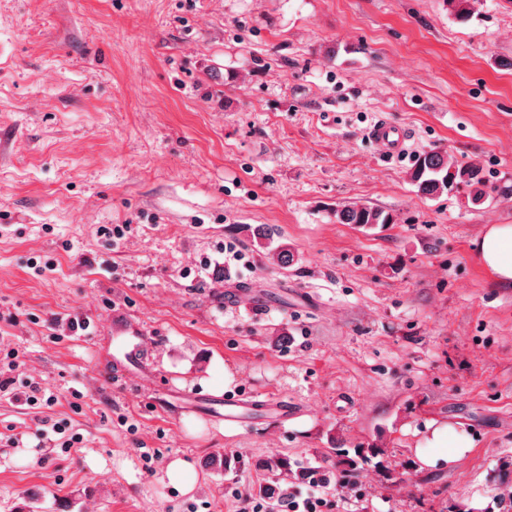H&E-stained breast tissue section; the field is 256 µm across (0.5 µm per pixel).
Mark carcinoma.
<instances>
[{"label": "carcinoma", "mask_w": 512, "mask_h": 512, "mask_svg": "<svg viewBox=\"0 0 512 512\" xmlns=\"http://www.w3.org/2000/svg\"><path fill=\"white\" fill-rule=\"evenodd\" d=\"M408 177L417 191L426 196L451 193L465 186L469 188L472 204L480 205L485 200L483 168L477 162L459 164L439 152H424L416 158ZM334 216L338 224L358 227L393 223L392 215L367 204L343 205L336 209Z\"/></svg>", "instance_id": "obj_1"}]
</instances>
